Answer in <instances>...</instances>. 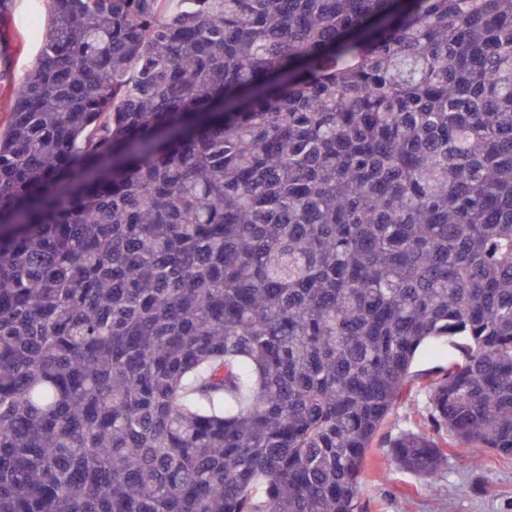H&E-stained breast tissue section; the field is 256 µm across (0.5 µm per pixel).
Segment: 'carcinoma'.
I'll use <instances>...</instances> for the list:
<instances>
[{"instance_id": "carcinoma-1", "label": "carcinoma", "mask_w": 512, "mask_h": 512, "mask_svg": "<svg viewBox=\"0 0 512 512\" xmlns=\"http://www.w3.org/2000/svg\"><path fill=\"white\" fill-rule=\"evenodd\" d=\"M40 2L0 131V512H360L416 388L512 458V0ZM453 353L454 350L448 343L440 342L432 350L424 351L416 358L412 371L422 374L435 370V366L445 365L448 362V356Z\"/></svg>"}]
</instances>
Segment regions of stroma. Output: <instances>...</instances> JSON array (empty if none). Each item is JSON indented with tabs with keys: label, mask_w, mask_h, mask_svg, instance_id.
Instances as JSON below:
<instances>
[{
	"label": "stroma",
	"mask_w": 512,
	"mask_h": 512,
	"mask_svg": "<svg viewBox=\"0 0 512 512\" xmlns=\"http://www.w3.org/2000/svg\"><path fill=\"white\" fill-rule=\"evenodd\" d=\"M35 0H16L7 49L9 78L0 84V106L34 63L40 49L26 30L35 17ZM429 395L413 391L389 416L383 431L397 435L428 427ZM437 478L428 479L389 465L388 450L375 446L362 474V512H512V460L490 449L455 444L443 449Z\"/></svg>",
	"instance_id": "stroma-1"
}]
</instances>
